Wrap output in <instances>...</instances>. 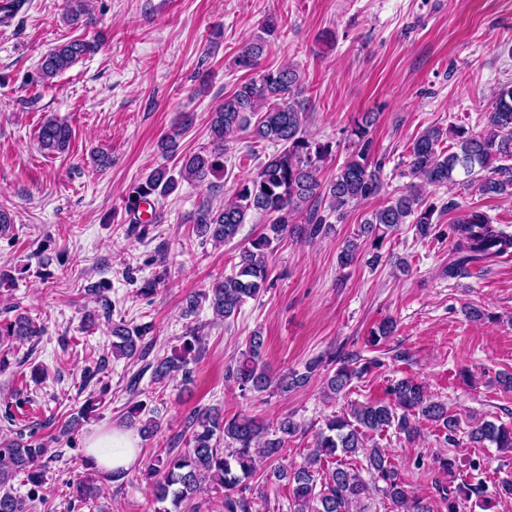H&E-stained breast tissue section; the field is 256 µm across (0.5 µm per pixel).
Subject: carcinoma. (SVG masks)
<instances>
[{"mask_svg": "<svg viewBox=\"0 0 512 512\" xmlns=\"http://www.w3.org/2000/svg\"><path fill=\"white\" fill-rule=\"evenodd\" d=\"M86 0H67L66 19L72 23H92L87 17ZM279 30L278 21L267 19L264 35L249 42L236 55L234 64L243 70H255L269 46L267 37ZM97 40L72 39L56 45L41 59L37 80L50 84L82 56L99 50ZM303 86L300 74L291 65L275 70H263L258 76L238 86L235 92L211 112L209 122L210 147L182 157L178 174L167 168H156L145 180L132 185L125 197V210L131 216L140 212L143 204L163 198L176 187L178 179L211 186L209 177L224 168V156L230 150L238 132L250 130L256 143H271L277 150L268 156L259 169L237 180L233 195L224 203L201 204L193 213L192 223L205 240L228 242L236 236L248 213L271 217L266 232L250 242L240 254L232 274L218 281L207 291L189 298L187 312H195L199 300L208 302L213 313L226 321L233 320L249 299L257 298L269 286L268 257L274 244L288 232V226L303 217L302 232L315 237L323 232L328 218L343 217L345 210L378 195L383 188V159L375 156L373 139L369 136L372 116L366 113L351 129L354 150L338 169L336 176L324 184L319 179L322 168L332 155V145L316 142L303 130L306 112L301 98ZM256 121H251V118ZM485 129L475 135L463 126L452 131L456 150L440 148L444 131L435 126L424 129L413 141L409 153L408 174L411 178L435 187L448 185L478 186L483 194H512V86L503 88L492 110L485 115ZM38 144L47 155H62L72 141L70 125L55 117H47L38 129ZM327 202V214L310 203ZM435 205L419 191L408 186L402 194L389 199L372 211L358 233L347 240L340 254L343 266L360 256V238L377 243L384 235L403 224L414 225L421 239L431 236ZM457 258L448 264L446 275L456 278L468 265L492 262L512 247V237L493 226L487 215L477 209L466 211L456 221ZM150 325L123 322L112 325V355L125 358L136 356ZM396 324L391 319L380 322L371 331L376 345L391 336ZM0 336L31 340L39 336V327L27 316L0 324ZM264 337L256 332L247 348L227 370L244 392H264L272 387L282 392L304 386L320 364L316 360L307 372L284 373L273 378L261 351ZM358 357L333 359L336 369L325 375L326 394L337 397L346 391L351 380L368 369L356 366ZM182 377L192 382V371L182 356L160 358L153 366V378L162 382ZM394 401L354 403L349 412L326 422L314 448L299 466H285L288 437L298 429L288 417L273 428L245 414L228 418L216 409L198 410L189 417L185 429L186 448H169L155 456L141 471L150 486L156 512H185L199 494L222 495L224 512H253L256 501L247 495L256 476L255 460L262 458L270 465L267 479L285 480L290 488L291 512H349L352 504L368 493L367 483L352 469L339 463L325 474L321 463L341 456L357 455L367 447L369 438L390 427L412 440L417 434V419L424 418L442 425L453 439L459 428L457 417L448 413L445 403L433 400L425 387L411 379L397 380L389 385ZM474 443L489 442L502 450H512V427L492 421H479L469 431ZM225 447H218L219 442ZM48 448L43 442L26 445L14 440L0 442V512H25L26 504L11 493L6 484L18 473L33 487L44 482L42 458ZM366 470L374 483L397 512H432L427 500L409 493L398 470L377 446L367 451ZM479 491L470 484L444 489L443 499L448 512H457L460 497ZM99 488L94 480L79 479L71 485L72 500L87 504L97 498Z\"/></svg>", "mask_w": 512, "mask_h": 512, "instance_id": "1", "label": "carcinoma"}]
</instances>
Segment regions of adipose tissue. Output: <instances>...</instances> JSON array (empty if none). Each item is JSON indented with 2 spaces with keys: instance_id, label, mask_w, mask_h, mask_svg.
Returning <instances> with one entry per match:
<instances>
[{
  "instance_id": "1",
  "label": "adipose tissue",
  "mask_w": 512,
  "mask_h": 512,
  "mask_svg": "<svg viewBox=\"0 0 512 512\" xmlns=\"http://www.w3.org/2000/svg\"><path fill=\"white\" fill-rule=\"evenodd\" d=\"M140 438L132 430L115 426L92 432L86 439L87 459L103 472L129 469L137 460Z\"/></svg>"
}]
</instances>
